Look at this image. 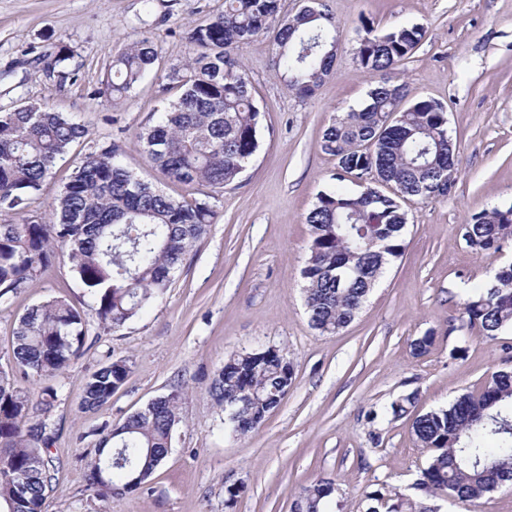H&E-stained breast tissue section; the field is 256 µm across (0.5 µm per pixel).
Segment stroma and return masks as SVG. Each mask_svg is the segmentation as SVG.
<instances>
[{
    "label": "stroma",
    "mask_w": 512,
    "mask_h": 512,
    "mask_svg": "<svg viewBox=\"0 0 512 512\" xmlns=\"http://www.w3.org/2000/svg\"><path fill=\"white\" fill-rule=\"evenodd\" d=\"M341 38L332 74L299 98L273 70L275 45L264 35L243 46L262 115L260 146L239 180L216 195L215 218L176 272L164 297L134 322L103 329L67 258L36 284L0 304V365L18 317L51 297L83 308L86 344L52 378L57 397L44 413L54 435L56 478L44 512H291L302 488L336 481L326 512H365L379 490L418 499L428 453L413 433L415 415L448 406L497 370L512 368V331L496 338L469 328L464 303L512 257L468 247L461 224L483 210L512 207V0H328ZM224 0H0V110L48 100L84 123L92 143L116 141L124 162L169 195L183 185L151 167L137 140L163 102L179 96L168 78L188 57L190 31ZM377 30L417 25L424 38L392 70L411 94L442 102L457 149L451 192L404 202L405 250L386 269L355 319L322 335L308 321L302 269L310 241L306 215L328 190L334 157L320 148L334 117L360 107L374 77L355 59L365 23ZM149 38L155 69L121 105L97 90L120 48ZM70 57L53 62L60 48ZM433 333L422 356L412 342ZM287 354L294 382L261 427L231 434L208 390L225 359L245 349ZM132 371L97 410L80 411L87 376L106 359ZM180 388L183 421L166 459L135 492L96 497L84 456L104 423H117ZM409 414L393 417L407 395ZM242 485L234 508L225 486ZM438 512H512V487L476 502L432 498Z\"/></svg>",
    "instance_id": "35a3bbf8"
}]
</instances>
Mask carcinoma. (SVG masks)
<instances>
[{
  "instance_id": "cac0c4a2",
  "label": "carcinoma",
  "mask_w": 512,
  "mask_h": 512,
  "mask_svg": "<svg viewBox=\"0 0 512 512\" xmlns=\"http://www.w3.org/2000/svg\"><path fill=\"white\" fill-rule=\"evenodd\" d=\"M280 0H224V10L190 33L186 63L168 78L182 89L137 139L148 162L188 189L175 198L152 187L123 163L112 143L87 148L54 198L50 213L33 208L57 161L84 143L85 125L43 101L0 112V302L30 287L68 249L71 272L95 306L100 323L117 329L139 318L170 287L215 211L199 186L215 192L235 183L259 148L261 112L235 50L264 35ZM319 16L294 14L278 25L274 67L288 90L312 96L331 74L339 29L326 0ZM423 28L379 32L365 26L355 59L380 75L360 109H351L323 132L320 147L336 159L335 180L360 181L376 169L386 193L368 184L356 193L323 191L306 216L309 255L302 269L309 323L322 334L352 322L385 266L404 251L408 223L402 202L446 196L456 169L448 167L444 106L418 97L404 109L402 85L384 78L411 56ZM148 38L132 41L112 58L98 94L116 106L154 68ZM466 244L489 254L512 240V208L473 215L461 225ZM469 325L490 338L512 330V262L499 267L479 296L465 303ZM84 311L63 297L28 308L14 331L9 367H0V512H42L53 475V437L40 417L56 397L18 385L15 373L35 381L65 369L85 343ZM131 364L108 360L86 379L81 409L92 411L127 380ZM293 382V366L274 348L242 351L224 361L209 394L238 436L258 429ZM184 392L174 390L111 427L87 461V487L108 497L139 489L163 463L182 422ZM420 447L432 451L415 483L417 502L388 503L367 495V512H435L426 501L446 494L477 501L512 486V371L499 370L478 392L413 422ZM334 482L303 487L292 512H323Z\"/></svg>"
}]
</instances>
